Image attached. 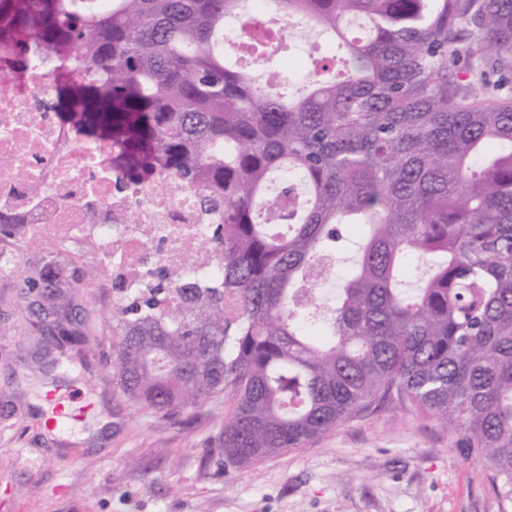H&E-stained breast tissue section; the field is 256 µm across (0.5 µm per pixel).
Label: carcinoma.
Wrapping results in <instances>:
<instances>
[{
	"instance_id": "obj_1",
	"label": "carcinoma",
	"mask_w": 512,
	"mask_h": 512,
	"mask_svg": "<svg viewBox=\"0 0 512 512\" xmlns=\"http://www.w3.org/2000/svg\"><path fill=\"white\" fill-rule=\"evenodd\" d=\"M244 3L0 0V58L22 71L36 45L58 62L64 122L111 140L123 177L205 184L224 211L222 282L168 278L113 308L114 390L164 415L232 392V465L394 392L512 502V0H278L344 51L332 77L311 63L297 99L226 60ZM274 176L306 190L291 220ZM347 226L358 255L323 311L315 285ZM66 287L45 259L22 294L73 314Z\"/></svg>"
}]
</instances>
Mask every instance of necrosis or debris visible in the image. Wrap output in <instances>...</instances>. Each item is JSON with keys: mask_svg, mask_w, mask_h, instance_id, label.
Masks as SVG:
<instances>
[{"mask_svg": "<svg viewBox=\"0 0 512 512\" xmlns=\"http://www.w3.org/2000/svg\"><path fill=\"white\" fill-rule=\"evenodd\" d=\"M112 152L60 119L50 67L33 60L19 76L0 66V213L20 222L0 233V267L32 239L78 242L111 273L116 303L162 272L222 276L212 231L224 217L202 207L201 189L164 174L118 181Z\"/></svg>", "mask_w": 512, "mask_h": 512, "instance_id": "1", "label": "necrosis or debris"}]
</instances>
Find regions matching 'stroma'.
Segmentation results:
<instances>
[{
	"label": "stroma",
	"mask_w": 512,
	"mask_h": 512,
	"mask_svg": "<svg viewBox=\"0 0 512 512\" xmlns=\"http://www.w3.org/2000/svg\"><path fill=\"white\" fill-rule=\"evenodd\" d=\"M48 246L0 276V512H512L478 457L397 396L262 461L224 462L231 393L164 416L112 388L100 352L112 339V288L87 281L82 247L64 256L86 333L83 351L43 367L37 318L20 293ZM80 394L96 413L61 437L36 400L46 386Z\"/></svg>",
	"instance_id": "obj_1"
}]
</instances>
